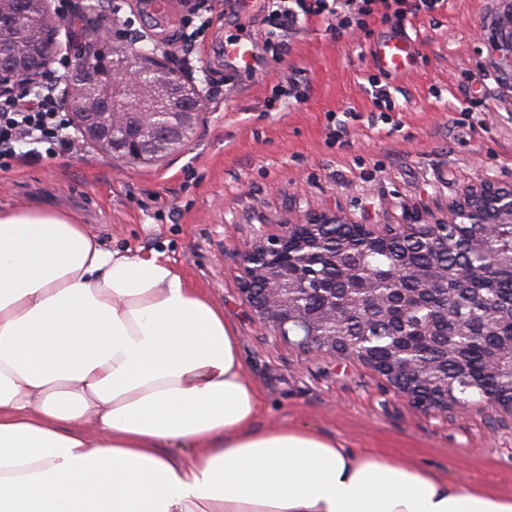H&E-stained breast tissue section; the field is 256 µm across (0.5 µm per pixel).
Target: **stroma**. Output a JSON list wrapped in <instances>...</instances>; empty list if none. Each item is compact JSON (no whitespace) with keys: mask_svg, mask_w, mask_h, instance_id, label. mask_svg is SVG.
Masks as SVG:
<instances>
[{"mask_svg":"<svg viewBox=\"0 0 512 512\" xmlns=\"http://www.w3.org/2000/svg\"><path fill=\"white\" fill-rule=\"evenodd\" d=\"M89 2L103 19L124 21L126 41L144 34L179 54V12L158 17L143 0H126L115 14L105 0ZM205 2L214 25L187 65L210 67L218 89L188 145L150 164L116 166L89 148L14 165L0 170V211L67 212L107 247L169 258L236 330L260 397L259 425L300 426L512 493V414L484 402L464 416L453 408L426 414L357 361L308 358L252 313L233 256L259 230L308 212L391 224L406 211L438 210L478 177L512 180V67L500 59L494 30L512 0H447L402 19L383 18L378 7L365 28L340 37L308 21L288 35L283 61L261 51L251 71L228 67L224 45L262 44L263 11L243 16L224 0ZM401 33L416 41L411 69L380 70L371 49ZM285 75L302 81L306 100L265 111ZM372 76L388 86L392 112L374 105ZM470 100L485 110L462 112Z\"/></svg>","mask_w":512,"mask_h":512,"instance_id":"obj_1","label":"stroma"}]
</instances>
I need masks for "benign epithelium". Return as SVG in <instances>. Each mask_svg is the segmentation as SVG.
<instances>
[{
  "mask_svg": "<svg viewBox=\"0 0 512 512\" xmlns=\"http://www.w3.org/2000/svg\"><path fill=\"white\" fill-rule=\"evenodd\" d=\"M0 0V98L22 95L48 76L58 56L66 57L68 70L59 96L70 125L80 133L81 145L90 146L118 164L151 162L184 145L206 109L207 95L191 76L171 61L167 53H153L151 62L124 43L115 25L99 24L93 37L73 36L63 45L60 29L74 20L86 21L92 5L72 0L70 13L50 11L49 0ZM498 50L512 59V12L496 21ZM349 220L332 211L309 212L274 232L262 233L246 249L235 253L240 269V292L254 315L274 335L289 339L288 327L303 323L309 333L301 349L311 357L347 354L336 351V336L321 331L314 315L292 303L293 294L305 288L299 269L310 262H336V245L328 229ZM471 224L475 235L488 240L501 237L503 226H512V182L483 177L448 198L441 216L415 215L404 222L379 228L360 225L359 238L367 243L397 235L427 244L437 253L448 246V226ZM480 266L470 262L458 280L465 285L479 268H494L508 258L512 247L493 251L476 249ZM378 275L364 271L353 288L357 303L367 306L377 288ZM382 376L393 392L413 408L429 414L448 412V384L423 396L428 375L421 362L396 354L384 362H363Z\"/></svg>",
  "mask_w": 512,
  "mask_h": 512,
  "instance_id": "obj_1",
  "label": "benign epithelium"
}]
</instances>
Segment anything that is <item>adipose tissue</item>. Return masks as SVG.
I'll return each instance as SVG.
<instances>
[{
	"instance_id": "obj_1",
	"label": "adipose tissue",
	"mask_w": 512,
	"mask_h": 512,
	"mask_svg": "<svg viewBox=\"0 0 512 512\" xmlns=\"http://www.w3.org/2000/svg\"><path fill=\"white\" fill-rule=\"evenodd\" d=\"M257 412L223 308L169 259L0 212V512H512Z\"/></svg>"
}]
</instances>
